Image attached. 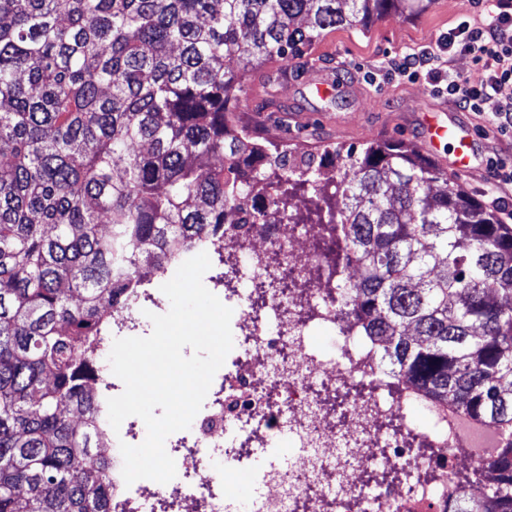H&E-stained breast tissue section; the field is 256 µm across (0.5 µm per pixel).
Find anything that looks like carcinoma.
<instances>
[{"label": "carcinoma", "mask_w": 512, "mask_h": 512, "mask_svg": "<svg viewBox=\"0 0 512 512\" xmlns=\"http://www.w3.org/2000/svg\"><path fill=\"white\" fill-rule=\"evenodd\" d=\"M404 1L0 0V512H110L74 421L112 388L93 342L140 269L229 222L329 225L326 282L388 378L512 434V226L400 145L324 179L232 126L243 64ZM485 470L456 512H512V437Z\"/></svg>", "instance_id": "1"}]
</instances>
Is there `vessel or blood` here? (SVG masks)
I'll list each match as a JSON object with an SVG mask.
<instances>
[{
  "label": "vessel or blood",
  "instance_id": "b4317fda",
  "mask_svg": "<svg viewBox=\"0 0 512 512\" xmlns=\"http://www.w3.org/2000/svg\"><path fill=\"white\" fill-rule=\"evenodd\" d=\"M310 83L317 92L328 95L341 94L345 88L342 76L318 69L312 72ZM446 109V104L434 102L418 107L416 121L422 130L421 146L433 155L436 154L441 141H454L452 166L457 172H469L477 135L470 126L455 121L446 124L440 122L438 115Z\"/></svg>",
  "mask_w": 512,
  "mask_h": 512
}]
</instances>
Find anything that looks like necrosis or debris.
Instances as JSON below:
<instances>
[{"label":"necrosis or debris","instance_id":"necrosis-or-debris-1","mask_svg":"<svg viewBox=\"0 0 512 512\" xmlns=\"http://www.w3.org/2000/svg\"><path fill=\"white\" fill-rule=\"evenodd\" d=\"M312 232L297 225L236 229L199 243L197 252L224 261L222 302L233 310L230 367L214 377L203 410L179 431L170 454L176 476L160 484H125L120 437L100 407L99 445L108 452L107 492L112 512H450L470 493L484 453L503 433L455 409L429 405L409 386L386 395L375 351L359 343L324 288L323 258ZM289 287H281L283 271ZM331 335V358L318 356L316 332ZM370 392L350 398L344 423L322 407L325 391L356 381ZM428 411L417 427L408 407ZM287 441L288 469L268 466L262 491L235 500L225 474L254 448Z\"/></svg>","mask_w":512,"mask_h":512}]
</instances>
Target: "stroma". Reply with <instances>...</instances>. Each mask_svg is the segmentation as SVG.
Returning <instances> with one entry per match:
<instances>
[{"label":"stroma","mask_w":512,"mask_h":512,"mask_svg":"<svg viewBox=\"0 0 512 512\" xmlns=\"http://www.w3.org/2000/svg\"><path fill=\"white\" fill-rule=\"evenodd\" d=\"M465 9L466 0H428L414 13L393 11L364 28L326 29L305 48L302 59L289 64L287 74L277 73L271 62L248 69L237 93L234 122L260 142L288 147L292 156L305 154L317 163L327 151L359 150L386 140L419 149L420 131L409 110L431 101L436 89L422 77L388 76L386 65L410 50L435 46L460 22ZM313 68L341 69L345 80L359 88V95L321 99L305 78ZM451 118L480 130L478 159L472 172L451 171L453 149L444 143L434 162L468 194L484 199L491 187L484 158L493 149L512 156V139L484 127L474 113L455 111Z\"/></svg>","instance_id":"obj_1"}]
</instances>
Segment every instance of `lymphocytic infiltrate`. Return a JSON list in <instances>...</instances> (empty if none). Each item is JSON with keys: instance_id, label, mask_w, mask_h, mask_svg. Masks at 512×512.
<instances>
[{"instance_id": "f902f5d3", "label": "lymphocytic infiltrate", "mask_w": 512, "mask_h": 512, "mask_svg": "<svg viewBox=\"0 0 512 512\" xmlns=\"http://www.w3.org/2000/svg\"><path fill=\"white\" fill-rule=\"evenodd\" d=\"M481 20H462L440 39L437 48H424L391 60L396 75L439 80L443 54L470 55L480 66V76L470 79L449 75L446 93L463 110L482 117L503 136L512 135V101L496 100L498 89L512 82V0H470ZM487 169L493 179L490 204L501 223L512 222V158L489 153Z\"/></svg>"}]
</instances>
